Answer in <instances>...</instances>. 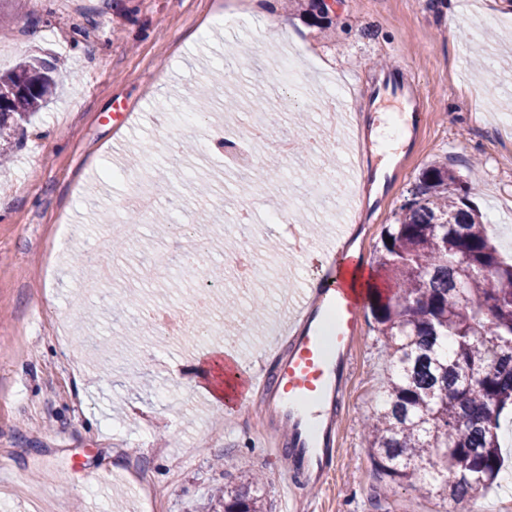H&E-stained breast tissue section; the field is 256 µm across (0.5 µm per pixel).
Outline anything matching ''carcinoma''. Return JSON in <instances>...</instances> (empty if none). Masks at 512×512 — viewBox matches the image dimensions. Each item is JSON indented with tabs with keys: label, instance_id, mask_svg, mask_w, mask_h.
I'll return each instance as SVG.
<instances>
[{
	"label": "carcinoma",
	"instance_id": "cac0c4a2",
	"mask_svg": "<svg viewBox=\"0 0 512 512\" xmlns=\"http://www.w3.org/2000/svg\"><path fill=\"white\" fill-rule=\"evenodd\" d=\"M305 2L315 24H333L320 0ZM55 71L36 60L0 75V142L16 140L20 124L47 106ZM379 253L393 294L376 297L371 312L393 373L364 422L373 459L392 481L459 503L503 467L497 430L512 410V261L442 161L422 169ZM261 487L249 473L216 489L212 508L264 512Z\"/></svg>",
	"mask_w": 512,
	"mask_h": 512
}]
</instances>
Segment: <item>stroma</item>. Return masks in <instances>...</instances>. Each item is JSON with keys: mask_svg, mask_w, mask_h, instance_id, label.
<instances>
[{"mask_svg": "<svg viewBox=\"0 0 512 512\" xmlns=\"http://www.w3.org/2000/svg\"><path fill=\"white\" fill-rule=\"evenodd\" d=\"M343 22L321 36L302 10L275 27L266 9L239 15V0H0V71L30 57L52 60L59 95L26 126L12 162L0 169V512H209L216 488L244 474L266 476V512H447V500L390 481L376 466L364 421L379 404L392 368L371 313L354 342L352 376L338 408L336 459L324 483L289 493L263 415L222 414L206 389L215 353L232 349L237 369L274 370L295 299L319 272L267 224L295 204L318 227L309 250L349 225L352 249L378 289L386 276L377 249L407 189L435 160L462 175L468 198L503 255H512V0H472L456 28L438 0H342ZM298 44L326 59L318 82L344 95L361 131L356 212L322 204L311 172L327 155L342 183L347 155L325 146L284 162L248 196L211 129L250 124L275 136H307L318 101L303 80L281 71L283 47ZM406 63L422 97L419 117L373 98L376 70ZM208 115L193 105L213 72ZM210 83V82H209ZM219 187L202 201L194 177ZM154 185L171 216L203 211L207 235L222 244L201 258L194 238L138 224L114 263L112 298L84 285L94 275L80 255L98 251L124 199ZM253 208L251 223L224 218ZM251 246L260 267L249 293L233 280L201 292L207 267L225 266ZM236 297L218 312L233 334L200 337L199 304ZM162 308L183 331L158 338L132 316ZM111 328V370L93 361L90 338ZM503 478L476 491L483 512H512V420L498 431Z\"/></svg>", "mask_w": 512, "mask_h": 512, "instance_id": "35a3bbf8", "label": "stroma"}]
</instances>
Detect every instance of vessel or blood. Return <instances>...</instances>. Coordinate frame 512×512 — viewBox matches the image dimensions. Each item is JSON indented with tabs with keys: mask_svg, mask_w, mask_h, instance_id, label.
Masks as SVG:
<instances>
[{
	"mask_svg": "<svg viewBox=\"0 0 512 512\" xmlns=\"http://www.w3.org/2000/svg\"><path fill=\"white\" fill-rule=\"evenodd\" d=\"M401 66L385 70L384 93L401 100L406 111L420 109L421 98L401 78ZM362 323L357 291L343 283L305 289L284 339L286 354L276 356L273 373L246 378L233 403L242 406L260 396L286 437L293 458L283 482L305 487L322 485L333 451L334 409L343 400V383L352 367V346Z\"/></svg>",
	"mask_w": 512,
	"mask_h": 512,
	"instance_id": "vessel-or-blood-1",
	"label": "vessel or blood"
}]
</instances>
